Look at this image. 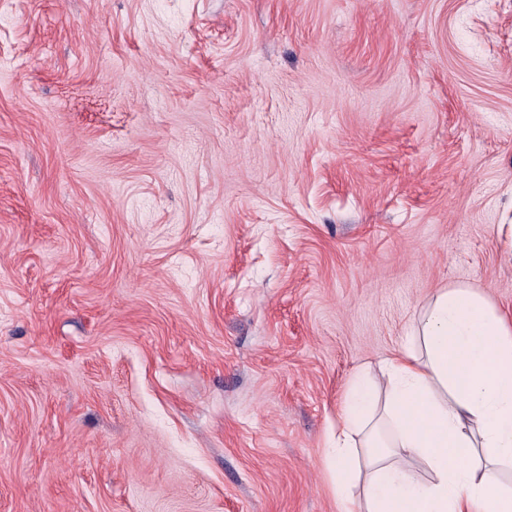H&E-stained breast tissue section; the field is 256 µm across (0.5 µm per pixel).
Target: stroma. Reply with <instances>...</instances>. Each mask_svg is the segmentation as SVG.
<instances>
[{"label":"stroma","mask_w":512,"mask_h":512,"mask_svg":"<svg viewBox=\"0 0 512 512\" xmlns=\"http://www.w3.org/2000/svg\"><path fill=\"white\" fill-rule=\"evenodd\" d=\"M512 0H0V512H343L352 377L512 315Z\"/></svg>","instance_id":"35a3bbf8"}]
</instances>
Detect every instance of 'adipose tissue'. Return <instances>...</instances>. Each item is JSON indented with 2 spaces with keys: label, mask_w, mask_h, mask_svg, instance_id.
<instances>
[{
  "label": "adipose tissue",
  "mask_w": 512,
  "mask_h": 512,
  "mask_svg": "<svg viewBox=\"0 0 512 512\" xmlns=\"http://www.w3.org/2000/svg\"><path fill=\"white\" fill-rule=\"evenodd\" d=\"M381 374L350 384L329 450L363 512H512V321L470 284L441 289ZM420 459L428 478L405 469Z\"/></svg>",
  "instance_id": "1"
}]
</instances>
